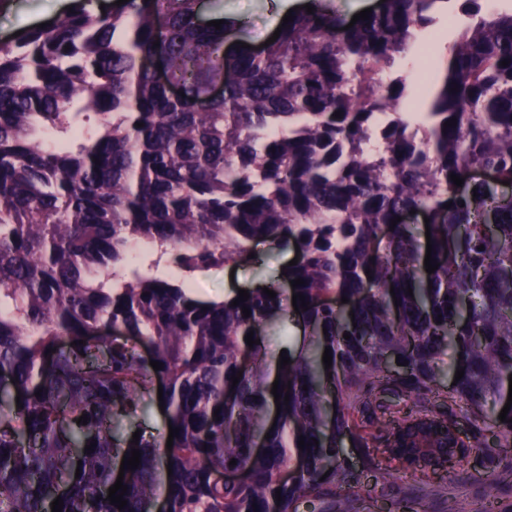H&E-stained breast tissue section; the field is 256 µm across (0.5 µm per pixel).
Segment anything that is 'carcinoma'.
<instances>
[{
	"label": "carcinoma",
	"instance_id": "obj_1",
	"mask_svg": "<svg viewBox=\"0 0 512 512\" xmlns=\"http://www.w3.org/2000/svg\"><path fill=\"white\" fill-rule=\"evenodd\" d=\"M91 3L0 42V512L58 496L62 512H356L346 438L383 496L408 473L402 499L429 497L462 462L450 448L512 470V409L496 410L512 375V12L461 0L477 21L416 125L395 111L405 78L383 74L451 0H382L348 30L316 0L260 53L235 20L198 25L199 0ZM158 54L184 95L147 66ZM480 167L497 183L450 179ZM411 210L431 241L391 225ZM260 241L298 245L284 280L305 284L241 306L191 291ZM295 293L316 355L288 348L274 369L245 335L289 318ZM450 353L464 375L443 387ZM388 355L407 365L390 373ZM158 378L172 449L167 428L116 442ZM134 447L119 509L108 489ZM231 467L247 481H215Z\"/></svg>",
	"mask_w": 512,
	"mask_h": 512
}]
</instances>
